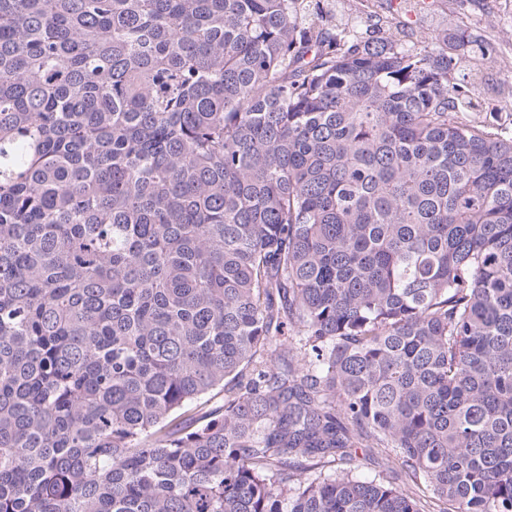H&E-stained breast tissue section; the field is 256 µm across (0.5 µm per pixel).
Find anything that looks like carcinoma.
<instances>
[{"instance_id": "1", "label": "carcinoma", "mask_w": 512, "mask_h": 512, "mask_svg": "<svg viewBox=\"0 0 512 512\" xmlns=\"http://www.w3.org/2000/svg\"><path fill=\"white\" fill-rule=\"evenodd\" d=\"M493 57L320 0H0V512H512ZM512 74L510 72V79L507 77L506 71L501 68L491 67L485 74V81L478 89V94L475 102L479 108H483L484 112H473V117L480 121L491 123L501 115L504 116L506 112L512 111V97L506 94H500L493 87L496 82L508 81L512 82ZM381 459L375 454L357 448L354 474L362 479L377 478L381 474Z\"/></svg>"}]
</instances>
